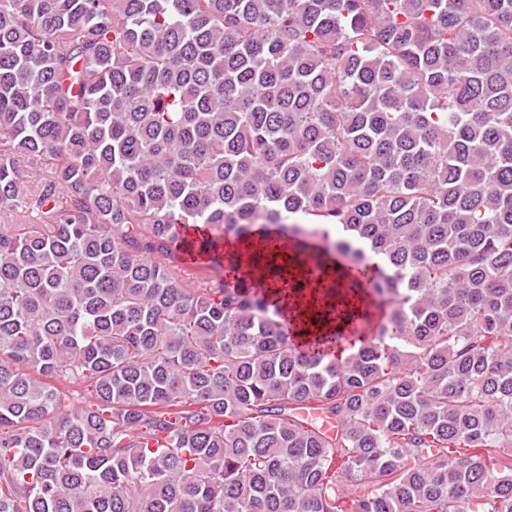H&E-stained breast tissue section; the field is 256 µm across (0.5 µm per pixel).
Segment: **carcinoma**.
I'll return each instance as SVG.
<instances>
[{"label":"carcinoma","instance_id":"cac0c4a2","mask_svg":"<svg viewBox=\"0 0 512 512\" xmlns=\"http://www.w3.org/2000/svg\"><path fill=\"white\" fill-rule=\"evenodd\" d=\"M0 211V512H512V0H0ZM256 224L375 339L189 280ZM256 231L265 235L262 239L263 245L271 243L277 247V250L280 252H298L297 254L299 255V259L304 264L307 278L311 280H318L321 277L322 270L315 258V254L318 251V247L315 244L310 243L304 246L296 245L281 232L277 224H263L256 228Z\"/></svg>","mask_w":512,"mask_h":512}]
</instances>
